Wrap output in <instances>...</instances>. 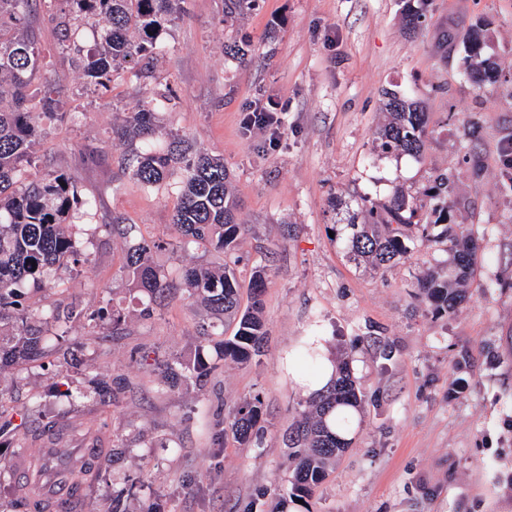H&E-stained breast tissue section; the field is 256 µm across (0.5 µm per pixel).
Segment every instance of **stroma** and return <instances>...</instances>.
I'll return each mask as SVG.
<instances>
[{"label": "stroma", "instance_id": "stroma-1", "mask_svg": "<svg viewBox=\"0 0 512 512\" xmlns=\"http://www.w3.org/2000/svg\"><path fill=\"white\" fill-rule=\"evenodd\" d=\"M402 0H256L228 14L226 0H186L160 37L163 50L140 81L89 85L57 44L44 6L32 17L43 62L64 91L59 117L36 143L40 176L66 174L91 196L74 212L73 237L87 261L59 269L30 291L28 323L44 338L36 363L0 367V472L53 426L61 448L113 449L71 512H272L288 483L289 429L307 402L282 364L321 331L346 363L362 404L350 446L304 503L287 512H512V0H431L411 31ZM485 26L500 82L465 75L464 41ZM238 44V58L224 46ZM411 92L428 116L419 157L383 155L382 91ZM171 89L160 114L169 134L222 157L245 226L235 272L248 287L266 269L264 353L220 363L205 384L160 390L164 361L212 353V314L181 288L183 268L222 267L200 246L155 251L174 291L151 317L122 272L113 223L148 240L174 235L173 189L147 190L124 165L130 142L112 129L147 97ZM277 112V143L243 116L254 104ZM448 177V218L477 244L462 303L435 313L418 283L447 276L441 244L408 232L407 255L374 268L349 250L347 209L386 203L395 188L417 192ZM74 303L81 318L65 338L46 323ZM120 325H113V313ZM119 378L115 403L96 399V377ZM260 395L261 444L219 436L225 404Z\"/></svg>", "mask_w": 512, "mask_h": 512}]
</instances>
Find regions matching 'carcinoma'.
<instances>
[{
	"instance_id": "obj_1",
	"label": "carcinoma",
	"mask_w": 512,
	"mask_h": 512,
	"mask_svg": "<svg viewBox=\"0 0 512 512\" xmlns=\"http://www.w3.org/2000/svg\"><path fill=\"white\" fill-rule=\"evenodd\" d=\"M33 0H0V312L16 311L19 333L10 341L0 340V367L15 361L35 362L44 351L42 337L35 333L23 314L26 288L43 287L54 267L67 261L86 262L71 232L69 219L73 206L85 209L92 201L82 198L76 183L63 174L51 179L36 172L35 144L43 130V119L57 113L61 87L45 77L39 85V101L31 104L30 89L43 69L42 59L30 33ZM69 9L50 13L57 32L59 48L71 55V61L83 71L89 83L107 87L112 75L123 71L137 80L142 78L139 63L155 49L168 23L184 11L185 0H63ZM406 25L416 30L428 0H408ZM94 19L104 23L103 32L92 48L82 45V22ZM473 41L465 46L475 60L470 78L478 86L494 82L500 75L498 64L481 58L486 32L478 27ZM387 124L378 132V147L383 153L421 154L426 138V113L413 98L397 90L384 91ZM171 101L164 93L151 99L136 112H130L123 124L112 128L119 139H138L141 148L127 159L132 178L143 188L172 187L178 202L173 216L175 239L147 241L133 236L135 225L114 224L112 231L130 244L124 254L123 272L148 302L165 296L168 275L157 268L151 254L172 245L185 249L190 244L211 246L232 258L244 226L237 219L236 205L229 193V173L224 159L197 151L184 138L170 135L169 143L157 149L153 141L159 132L158 112ZM448 192V179L438 177L424 189L422 196L431 207L435 220L423 227L424 233L442 227L439 238L453 254L454 282L437 283L431 278L421 282L435 300V310L450 313L464 298L460 285L475 265V247L464 236L452 231L448 209L440 204ZM420 199L404 189H395L389 202L378 206L363 201L346 218L353 230L351 252L376 266L393 263L407 253L405 228L414 223ZM182 281L189 296L200 300L215 315L236 320L234 335L224 337V321L213 323V335L222 337L220 356L237 363H248L259 355L265 323L260 297L266 287L264 269L254 271L251 291L253 302L241 308L240 285L234 269L224 263L220 270L202 265L186 267ZM75 315L72 309H55L49 315L56 335L69 333ZM360 398L347 369L340 370L336 384L318 396L288 436V448L298 464L286 494L291 500L312 496L328 464L349 445L347 410L356 408ZM263 401L255 394L228 408L225 428L237 441L249 444L258 439L256 426Z\"/></svg>"
}]
</instances>
